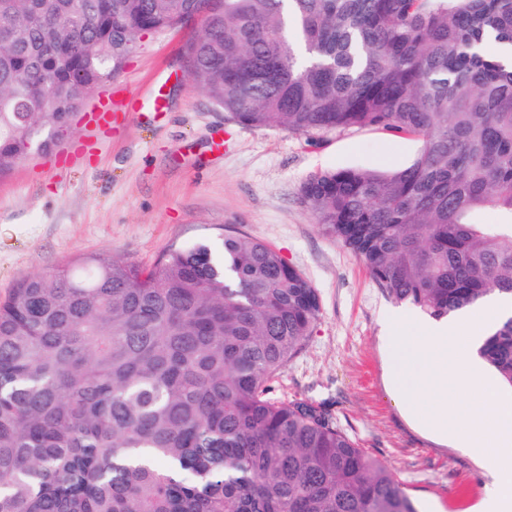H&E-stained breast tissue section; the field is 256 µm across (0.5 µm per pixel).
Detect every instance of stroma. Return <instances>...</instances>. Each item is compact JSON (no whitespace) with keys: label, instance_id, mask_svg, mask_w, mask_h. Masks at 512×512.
Masks as SVG:
<instances>
[{"label":"stroma","instance_id":"35a3bbf8","mask_svg":"<svg viewBox=\"0 0 512 512\" xmlns=\"http://www.w3.org/2000/svg\"><path fill=\"white\" fill-rule=\"evenodd\" d=\"M182 28L158 33L112 79L117 95L166 108L130 113L76 162L35 155L0 175V297L35 272L98 253L146 270L174 248L232 233L278 250L317 288L322 311L283 370L278 397L325 405L357 446L385 462L419 512H472L484 463L418 429L390 387L389 323L425 313L390 300L350 251L319 230L300 187L316 172L388 171L421 142L372 128L311 137L234 122L186 74Z\"/></svg>","mask_w":512,"mask_h":512}]
</instances>
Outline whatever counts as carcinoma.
<instances>
[{
  "mask_svg": "<svg viewBox=\"0 0 512 512\" xmlns=\"http://www.w3.org/2000/svg\"><path fill=\"white\" fill-rule=\"evenodd\" d=\"M195 16L189 76L239 124L422 142L314 173L321 231L434 319L512 298V0H0V173L74 132L147 35ZM321 311L263 241L110 253L0 300V512H418L320 405L274 397ZM480 354L512 386V316Z\"/></svg>",
  "mask_w": 512,
  "mask_h": 512,
  "instance_id": "1",
  "label": "carcinoma"
}]
</instances>
